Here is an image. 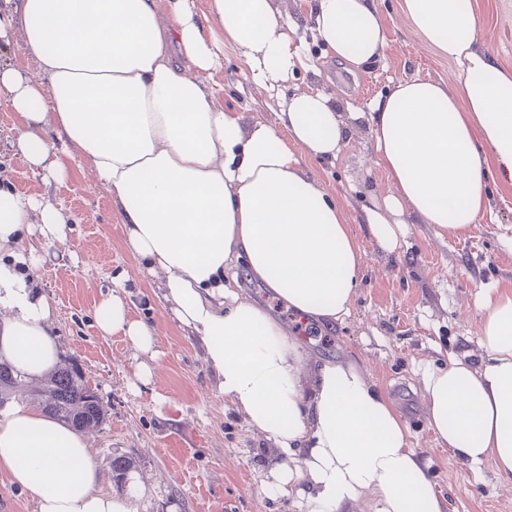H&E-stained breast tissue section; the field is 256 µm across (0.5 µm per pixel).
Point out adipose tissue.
Returning a JSON list of instances; mask_svg holds the SVG:
<instances>
[{
  "label": "adipose tissue",
  "instance_id": "1",
  "mask_svg": "<svg viewBox=\"0 0 512 512\" xmlns=\"http://www.w3.org/2000/svg\"><path fill=\"white\" fill-rule=\"evenodd\" d=\"M476 0H404L423 39L454 62L458 94L412 79L362 112L293 86L312 71L309 41L350 70L380 59L376 0H14L0 43L19 35L39 76L0 64V103L21 121L14 144L33 175L61 179L68 160L110 196L125 242L164 276L162 303L204 349L216 387L271 444L267 492L298 512H445L400 413L366 368L313 357L238 286V267L299 318L350 313L363 254L340 204L309 169L336 160L366 125L393 191L361 206L377 246L396 251L405 214L439 236L470 230L489 207L486 179L512 181V71L480 47ZM232 47L276 105L251 121L224 103L214 73ZM67 217L0 184V359L31 379L60 359L54 307L22 270L32 230L63 239ZM102 336L152 353L156 331L123 289L97 304ZM478 363L426 368L421 397L441 445L491 462L512 489V290L486 303ZM0 470L39 512H133L104 492L86 436L30 405L0 419Z\"/></svg>",
  "mask_w": 512,
  "mask_h": 512
}]
</instances>
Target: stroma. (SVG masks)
I'll return each mask as SVG.
<instances>
[{"label": "stroma", "mask_w": 512, "mask_h": 512, "mask_svg": "<svg viewBox=\"0 0 512 512\" xmlns=\"http://www.w3.org/2000/svg\"><path fill=\"white\" fill-rule=\"evenodd\" d=\"M386 31L380 61L350 74L312 47L320 78L302 83L333 93L367 110L370 101L397 81L421 78L459 89L453 64L424 42L403 12V0H376ZM483 46L512 70V0H476ZM224 103L254 119H273L274 104L248 79L233 48L215 74ZM17 116L0 104V171L15 191L63 209L69 218L64 241L45 240L31 272L56 309L53 330L63 357L76 361L86 381L108 405L106 420L89 438L104 490L126 494L112 471L117 457L131 460L145 490L134 512H296L291 500L262 487L267 479L266 441L251 430L216 389L200 347L171 316L161 312V278L130 253L109 195L69 164L63 180L35 179L12 147ZM367 128L355 130L331 165L313 174L343 204L358 196L392 191L375 164ZM490 207L464 234L439 237L426 224H411L395 252L382 251L363 225L350 229L364 254L361 282L342 323L309 335L286 304L265 285L239 274L241 287L265 306L321 359L359 360L392 400L409 429L412 448L430 461L447 512H512L491 463L466 465L442 448L425 421L421 371L453 356L480 359L479 320L486 295L512 289V184L489 187ZM121 282L135 318L156 329L157 369L149 383L136 377L138 360L121 337L101 336L95 323L99 299Z\"/></svg>", "instance_id": "obj_1"}]
</instances>
